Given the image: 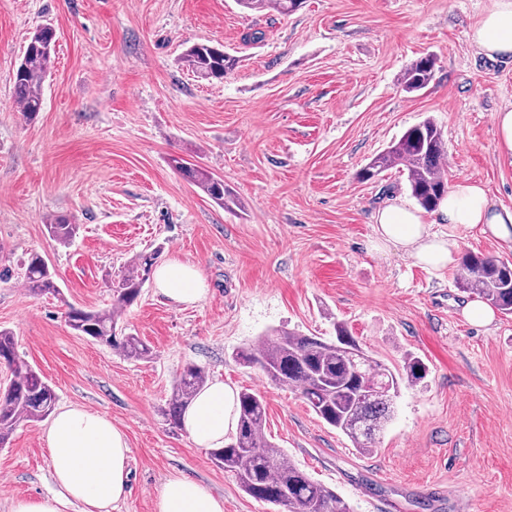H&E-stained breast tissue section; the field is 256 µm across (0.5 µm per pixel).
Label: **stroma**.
<instances>
[{"mask_svg": "<svg viewBox=\"0 0 512 512\" xmlns=\"http://www.w3.org/2000/svg\"><path fill=\"white\" fill-rule=\"evenodd\" d=\"M489 0H306L290 15L235 0H0V329L56 394V407L110 418L128 443L130 479L112 512H156L163 483L183 473L224 499V512H272L216 466L163 412L183 366L251 389L265 432L288 459L336 490L354 512H512V316L468 323L473 296L457 267L436 271L390 248L374 252V216L411 201L399 168L358 171L408 128L433 118L449 181L482 182L512 208L494 114L512 104V61L478 54L469 31ZM56 32L43 107L26 120L14 77L36 27ZM260 33L255 42L248 33ZM200 42L240 57L224 82L196 78L179 58ZM436 59L421 92L399 78ZM194 157L241 201L225 209L174 170ZM79 224L66 246L47 221ZM59 296L33 297L30 251ZM195 264L208 293L179 305L146 282L122 314L154 350L127 360L66 325L67 305L111 307L128 262ZM344 323L390 367L421 358L428 376L401 384L394 416L364 454L318 418L297 391L234 353L290 330L335 338ZM48 420L0 448V512L51 494Z\"/></svg>", "mask_w": 512, "mask_h": 512, "instance_id": "35a3bbf8", "label": "stroma"}]
</instances>
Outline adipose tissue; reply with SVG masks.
Here are the masks:
<instances>
[{
    "label": "adipose tissue",
    "instance_id": "1",
    "mask_svg": "<svg viewBox=\"0 0 512 512\" xmlns=\"http://www.w3.org/2000/svg\"><path fill=\"white\" fill-rule=\"evenodd\" d=\"M469 37L481 55L512 59V0H491ZM374 246L394 247L418 263L443 270L456 262L454 244L435 232L438 224L474 230L481 236L512 243V210L497 206L478 183L464 178L449 188L431 216L393 198L375 215ZM162 295L176 304L202 300L207 290L197 267L172 258L157 266ZM235 389L222 381L208 384L183 418L196 446L220 448L236 430ZM50 465L60 488L57 495L19 499L12 512H61L70 501L82 512H111L127 493L129 470L125 435L107 417L81 407L59 410L44 434ZM157 512H224V501L185 476L168 478L156 501Z\"/></svg>",
    "mask_w": 512,
    "mask_h": 512
}]
</instances>
